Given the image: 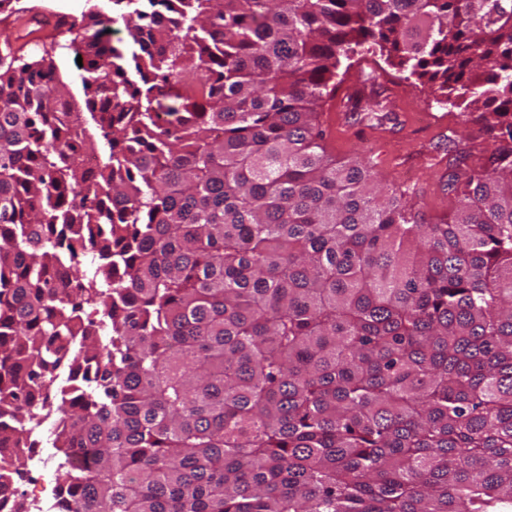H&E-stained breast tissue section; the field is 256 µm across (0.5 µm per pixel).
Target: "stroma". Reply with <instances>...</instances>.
I'll return each instance as SVG.
<instances>
[{"label": "stroma", "mask_w": 512, "mask_h": 512, "mask_svg": "<svg viewBox=\"0 0 512 512\" xmlns=\"http://www.w3.org/2000/svg\"><path fill=\"white\" fill-rule=\"evenodd\" d=\"M379 60L376 54L357 55L335 92L326 97L320 121L327 151L340 162L363 155L383 185L405 193L427 218H450L453 201L444 188L448 178V158L441 149L444 137L472 140L477 159L489 156L495 140L480 132L471 116L436 103L428 88L399 79L396 70ZM370 77L387 88L391 116L380 122H348L343 96Z\"/></svg>", "instance_id": "35a3bbf8"}]
</instances>
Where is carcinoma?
Segmentation results:
<instances>
[{
	"instance_id": "obj_1",
	"label": "carcinoma",
	"mask_w": 512,
	"mask_h": 512,
	"mask_svg": "<svg viewBox=\"0 0 512 512\" xmlns=\"http://www.w3.org/2000/svg\"><path fill=\"white\" fill-rule=\"evenodd\" d=\"M109 2L68 27L83 109L0 47V415L60 399L61 507L512 512V0ZM363 51L495 135L478 167L448 139L451 220L327 154Z\"/></svg>"
}]
</instances>
